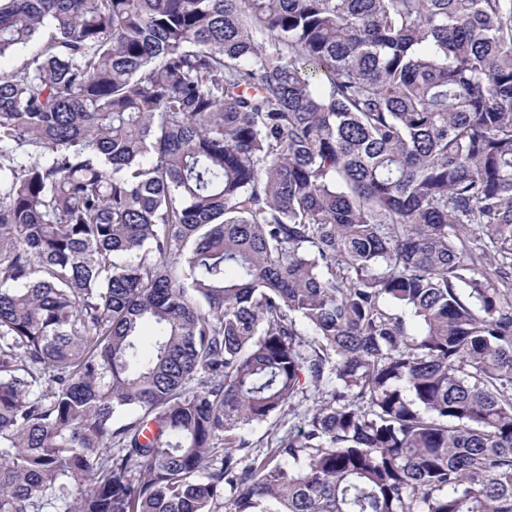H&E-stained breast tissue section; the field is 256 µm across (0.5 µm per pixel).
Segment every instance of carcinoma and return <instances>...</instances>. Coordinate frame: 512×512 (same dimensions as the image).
Returning a JSON list of instances; mask_svg holds the SVG:
<instances>
[{
	"instance_id": "1",
	"label": "carcinoma",
	"mask_w": 512,
	"mask_h": 512,
	"mask_svg": "<svg viewBox=\"0 0 512 512\" xmlns=\"http://www.w3.org/2000/svg\"><path fill=\"white\" fill-rule=\"evenodd\" d=\"M34 41L0 512H512V0H0ZM294 408L285 409L279 418L273 419L266 423L256 424L246 431L248 438L254 443L258 444L257 448L253 450H266V448H260L265 446L267 440L272 437H282L288 435V433H296L299 427L303 426L302 417L304 411L312 404V400L303 396L302 394L294 400Z\"/></svg>"
}]
</instances>
